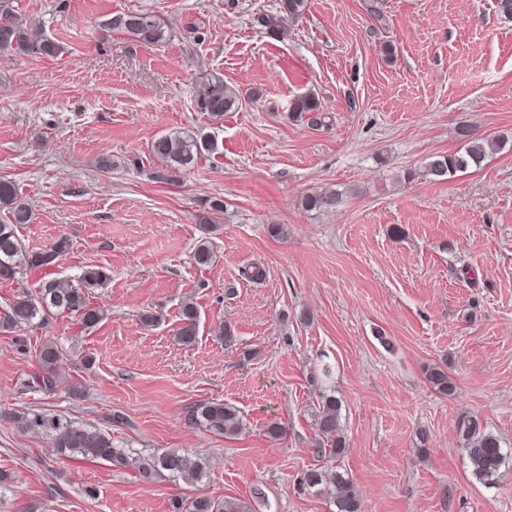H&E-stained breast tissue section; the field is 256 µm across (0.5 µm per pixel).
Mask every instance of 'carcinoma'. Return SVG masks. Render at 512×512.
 <instances>
[{
  "instance_id": "carcinoma-1",
  "label": "carcinoma",
  "mask_w": 512,
  "mask_h": 512,
  "mask_svg": "<svg viewBox=\"0 0 512 512\" xmlns=\"http://www.w3.org/2000/svg\"><path fill=\"white\" fill-rule=\"evenodd\" d=\"M307 7V0H279L274 13H263L256 17L257 24L271 38H278L285 25L300 18ZM111 32L132 38L143 45H157L165 39L166 24L152 11L120 12L103 23ZM64 47L46 35L41 24L20 14L12 0H0V54L56 58ZM194 108L219 121L224 113L235 112L242 107L240 91L224 79L211 75L201 81L193 98ZM457 136L465 142V148L450 154L430 157L418 171L408 177L421 176L433 181H447L459 172H465L481 164L487 146L473 137L466 126L457 129ZM215 150L211 136H182L170 133L155 138L150 145V154L160 161L163 169L158 179L173 182L177 176L191 168L201 152ZM344 199V193L324 190L306 194L302 199L305 209H334ZM0 212L5 220L0 222V281L15 282L25 270L53 268L67 249V241L61 239L47 249L33 251L26 248L18 235L19 228L29 223L31 210L20 194L17 185L8 179H0ZM110 275L106 269L95 266L86 268L75 284H63L56 278H41L36 289L23 291L0 315V332L12 333L21 327L38 321L45 324L54 316L65 314L75 319L85 330L99 325L105 318L104 310L94 304L98 289L107 285ZM181 327L177 339L184 345L197 341L199 313L192 302L182 305ZM63 353L52 342H45L38 354L39 371L26 383V387L50 393L58 385L59 365ZM427 383L439 394L448 395L455 389L448 371L434 364L424 368ZM342 403L332 394H321V411L317 415L319 435L323 447L317 453L331 459L339 458L346 440L341 427ZM188 423L202 426L216 435H235L241 430V416L234 406L221 401L198 403L187 413ZM23 425L45 434L57 453L80 456L85 460H103L121 468L130 465L126 454L113 447L112 436L87 423L43 413H34ZM463 451L468 459L472 476L486 486H493L506 464L512 462V451L502 447L500 438L481 428L478 421L464 419L458 425ZM137 468L144 477L155 473H168L190 487L198 486L205 475L206 459L176 451L154 454L137 461ZM300 485L331 499L336 512H362L361 503L348 474L336 466L314 467L306 470ZM179 512H250V506L237 499L215 502L202 493L188 497L177 504Z\"/></svg>"
}]
</instances>
